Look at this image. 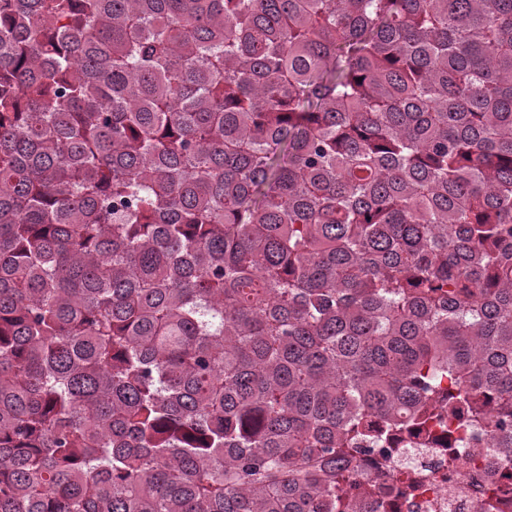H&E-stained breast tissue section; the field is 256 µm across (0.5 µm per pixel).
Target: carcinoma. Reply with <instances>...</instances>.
I'll use <instances>...</instances> for the list:
<instances>
[{
  "mask_svg": "<svg viewBox=\"0 0 512 512\" xmlns=\"http://www.w3.org/2000/svg\"><path fill=\"white\" fill-rule=\"evenodd\" d=\"M430 421L512 450V0H0V512H365Z\"/></svg>",
  "mask_w": 512,
  "mask_h": 512,
  "instance_id": "obj_1",
  "label": "carcinoma"
}]
</instances>
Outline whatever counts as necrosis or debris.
I'll return each instance as SVG.
<instances>
[{"mask_svg":"<svg viewBox=\"0 0 512 512\" xmlns=\"http://www.w3.org/2000/svg\"><path fill=\"white\" fill-rule=\"evenodd\" d=\"M456 466H449V459ZM411 466L416 473V487L409 496L387 491L380 512H512V494L498 495L497 486L512 484V461L504 459L492 439L480 437L466 448L456 447L447 432H440L437 446L420 448L412 459L386 451L362 456V474L386 487L392 474Z\"/></svg>","mask_w":512,"mask_h":512,"instance_id":"necrosis-or-debris-1","label":"necrosis or debris"}]
</instances>
